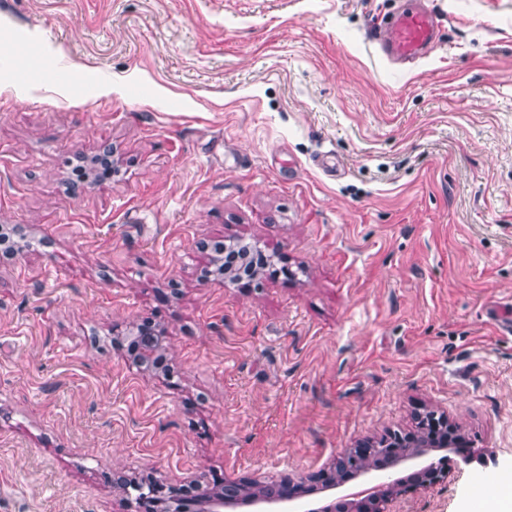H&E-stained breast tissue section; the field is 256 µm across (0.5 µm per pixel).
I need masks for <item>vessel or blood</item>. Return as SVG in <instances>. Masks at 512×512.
I'll list each match as a JSON object with an SVG mask.
<instances>
[{
  "label": "vessel or blood",
  "mask_w": 512,
  "mask_h": 512,
  "mask_svg": "<svg viewBox=\"0 0 512 512\" xmlns=\"http://www.w3.org/2000/svg\"><path fill=\"white\" fill-rule=\"evenodd\" d=\"M438 22L437 15L421 4L377 25L372 38L389 60L409 63L428 52L437 37Z\"/></svg>",
  "instance_id": "obj_1"
}]
</instances>
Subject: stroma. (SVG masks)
I'll use <instances>...</instances> for the list:
<instances>
[{"mask_svg": "<svg viewBox=\"0 0 512 512\" xmlns=\"http://www.w3.org/2000/svg\"><path fill=\"white\" fill-rule=\"evenodd\" d=\"M0 0V512H126L300 476L444 412L475 463L394 512H489L512 482V0ZM112 147L123 171L66 189ZM263 275L213 273L216 241ZM152 324L149 373L122 346ZM495 484L479 487L481 476ZM439 18L425 4L408 9L374 28L372 39L396 63L414 62L428 52L437 37ZM125 342L128 353L141 369L156 372L166 368V336L162 332L155 331L145 334L142 332L141 326L132 323L125 334Z\"/></svg>", "mask_w": 512, "mask_h": 512, "instance_id": "35a3bbf8", "label": "stroma"}]
</instances>
